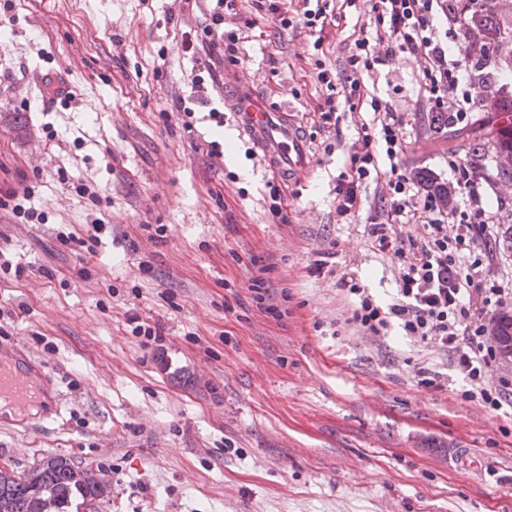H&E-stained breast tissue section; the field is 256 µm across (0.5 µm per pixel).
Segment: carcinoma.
Wrapping results in <instances>:
<instances>
[{
    "mask_svg": "<svg viewBox=\"0 0 512 512\" xmlns=\"http://www.w3.org/2000/svg\"><path fill=\"white\" fill-rule=\"evenodd\" d=\"M512 10V0H448V16L463 21L468 38L479 37L501 51L473 58L477 83L492 93L489 105L478 103L474 110L494 113L492 133L499 152L512 153V127L499 125V114L512 113V96L503 97L497 90L502 78L512 74V22L504 19ZM457 149L466 151L470 163L481 168L484 144L476 136ZM18 480L14 474L0 471V512H102L110 502L111 483L91 462L74 461L61 455L42 458Z\"/></svg>",
    "mask_w": 512,
    "mask_h": 512,
    "instance_id": "cac0c4a2",
    "label": "carcinoma"
}]
</instances>
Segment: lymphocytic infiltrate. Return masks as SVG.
Here are the masks:
<instances>
[{"label":"lymphocytic infiltrate","instance_id":"f902f5d3","mask_svg":"<svg viewBox=\"0 0 512 512\" xmlns=\"http://www.w3.org/2000/svg\"><path fill=\"white\" fill-rule=\"evenodd\" d=\"M367 26L374 36L359 35L344 70L328 68L315 59V80L327 91L318 104L315 128L320 132L338 126L341 108L356 109L364 98V76L385 64L396 52L407 51L423 61L420 89L431 111L450 113L464 121L476 98V84L466 64L481 54L482 42L454 53L437 33V23L447 17V0H365ZM375 128L361 126L349 148V169L335 186L336 213L344 219L358 215L360 187L371 174H383L386 185L384 223L369 225L373 249L391 253L398 261L396 291L384 301L353 281L343 288L354 297L350 323L366 336H402L414 344L435 341L448 357L456 376L465 383L462 395L492 412L512 408V382H487L486 373L496 358L485 339L486 328L512 294L487 278L489 265L476 242L495 223L477 189L475 172L467 164L449 160L459 194L455 204L441 207L435 196L421 192L403 173L398 157L407 148L403 116L392 105L372 101ZM388 170H381V160ZM407 225L399 234L395 225Z\"/></svg>","mask_w":512,"mask_h":512}]
</instances>
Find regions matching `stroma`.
Returning a JSON list of instances; mask_svg holds the SVG:
<instances>
[{"mask_svg":"<svg viewBox=\"0 0 512 512\" xmlns=\"http://www.w3.org/2000/svg\"><path fill=\"white\" fill-rule=\"evenodd\" d=\"M210 0H12L0 6V190H29L30 220L0 206V342L43 362L61 411L34 432L0 424V461H90L112 483L105 512H512V415L423 385L447 361L436 343L364 336L342 276L381 297L397 260L370 248L384 180L336 218V178L369 102L339 117L341 141L308 150L287 223L268 210L271 173L224 109V45L202 31ZM363 0L315 44L254 0H235L237 76L313 132L325 96L310 54L343 68ZM198 32L191 52L182 35ZM65 76L68 103L42 98ZM421 61L399 51L367 81L404 114L408 176L452 184L449 146L484 113L428 133ZM206 88L191 100L193 81ZM188 98L189 113L177 112ZM223 122H216L215 112ZM191 130H184V123ZM218 142L219 155L209 152ZM477 177L498 222L478 244L512 288V179L493 137ZM96 199L78 193L80 184ZM106 230L89 237L92 221ZM263 276L274 316L250 289ZM159 328L153 342L135 324Z\"/></svg>","mask_w":512,"mask_h":512,"instance_id":"obj_1","label":"stroma"}]
</instances>
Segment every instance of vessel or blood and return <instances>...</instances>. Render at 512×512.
I'll return each mask as SVG.
<instances>
[{
  "instance_id": "b4317fda",
  "label": "vessel or blood",
  "mask_w": 512,
  "mask_h": 512,
  "mask_svg": "<svg viewBox=\"0 0 512 512\" xmlns=\"http://www.w3.org/2000/svg\"><path fill=\"white\" fill-rule=\"evenodd\" d=\"M224 107L232 112L243 135L286 181L300 182L312 164L302 132L290 115L272 109L256 86L236 78L224 80ZM51 392L42 363L14 345L0 344V423L31 430L39 416H23V409L48 402Z\"/></svg>"
}]
</instances>
